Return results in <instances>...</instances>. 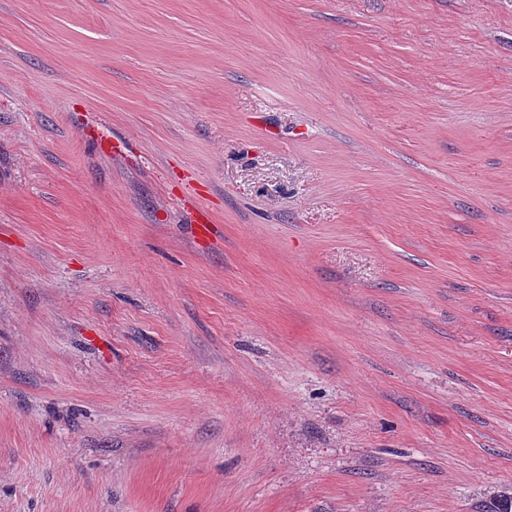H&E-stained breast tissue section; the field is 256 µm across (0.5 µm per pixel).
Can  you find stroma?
Here are the masks:
<instances>
[{
  "instance_id": "stroma-1",
  "label": "stroma",
  "mask_w": 512,
  "mask_h": 512,
  "mask_svg": "<svg viewBox=\"0 0 512 512\" xmlns=\"http://www.w3.org/2000/svg\"><path fill=\"white\" fill-rule=\"evenodd\" d=\"M498 495L512 0H0V512Z\"/></svg>"
}]
</instances>
